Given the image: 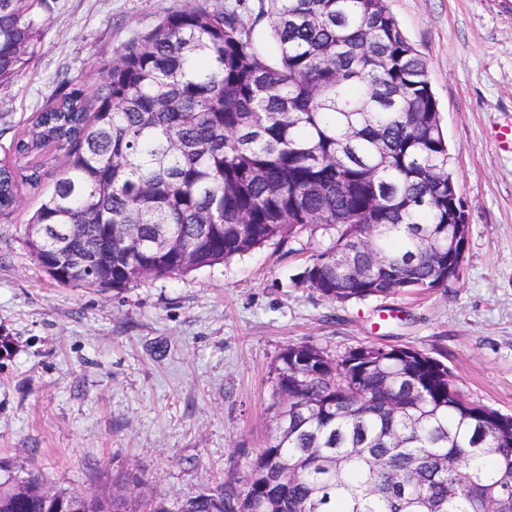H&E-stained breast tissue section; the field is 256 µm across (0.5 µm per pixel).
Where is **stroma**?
Listing matches in <instances>:
<instances>
[{
    "instance_id": "35a3bbf8",
    "label": "stroma",
    "mask_w": 512,
    "mask_h": 512,
    "mask_svg": "<svg viewBox=\"0 0 512 512\" xmlns=\"http://www.w3.org/2000/svg\"><path fill=\"white\" fill-rule=\"evenodd\" d=\"M41 50L0 86V158L59 73L87 89L184 0H46ZM427 61L469 238L458 278L345 304L291 280L330 243L302 232L227 263L122 292L64 286L26 244L39 191L0 217V463L54 486L141 479L187 499L243 467L274 426L273 368L291 345L333 357L406 345L442 361L471 400L512 415V0H388Z\"/></svg>"
}]
</instances>
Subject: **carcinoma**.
<instances>
[{
	"instance_id": "obj_1",
	"label": "carcinoma",
	"mask_w": 512,
	"mask_h": 512,
	"mask_svg": "<svg viewBox=\"0 0 512 512\" xmlns=\"http://www.w3.org/2000/svg\"><path fill=\"white\" fill-rule=\"evenodd\" d=\"M42 6L0 0V86L39 52ZM262 26L274 61L255 44ZM47 146L64 163L28 227L53 229L27 245L62 285L119 293L321 229L330 245L297 286L340 303L442 286L458 187L427 61L387 0H259L246 19L187 0L121 50L92 93L59 81L12 143L17 168L0 170V216L20 186L40 187L29 157ZM101 224L112 225V268L55 269L56 241L97 249ZM273 396L264 447L175 512H481L512 488V416L469 399L417 350L360 346L336 359L291 345ZM0 470V512H155L138 481L47 497L42 472Z\"/></svg>"
}]
</instances>
